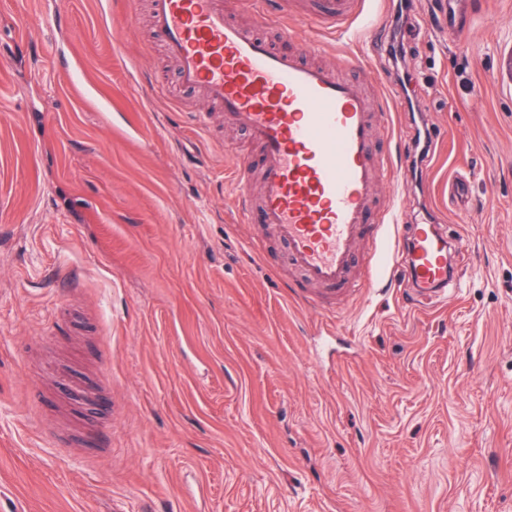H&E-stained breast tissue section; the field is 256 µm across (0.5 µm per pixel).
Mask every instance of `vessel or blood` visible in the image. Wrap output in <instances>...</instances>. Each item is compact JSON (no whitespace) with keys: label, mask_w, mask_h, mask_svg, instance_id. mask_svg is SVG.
Returning <instances> with one entry per match:
<instances>
[{"label":"vessel or blood","mask_w":512,"mask_h":512,"mask_svg":"<svg viewBox=\"0 0 512 512\" xmlns=\"http://www.w3.org/2000/svg\"><path fill=\"white\" fill-rule=\"evenodd\" d=\"M153 23L178 62V79L201 90L225 121L247 130L263 152L262 195L252 204L243 188L247 169L234 175L245 216H257L287 242L291 263L323 296L351 281L363 237H392L394 253L414 284L415 304L435 301L458 287L448 273V246L468 251L463 236L448 238L435 224L414 225L400 239L389 215L369 221L375 164L370 153V106L351 80L313 64L304 52L270 47L235 23L224 0H152ZM280 20L314 18L327 28L350 24L364 0H279Z\"/></svg>","instance_id":"1"}]
</instances>
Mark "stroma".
<instances>
[{"instance_id":"35a3bbf8","label":"stroma","mask_w":512,"mask_h":512,"mask_svg":"<svg viewBox=\"0 0 512 512\" xmlns=\"http://www.w3.org/2000/svg\"><path fill=\"white\" fill-rule=\"evenodd\" d=\"M57 2L65 43L0 0V512H512V0H413L418 178L398 0L294 21L372 100L373 211L470 242L442 302L399 271L329 311L236 220L260 148L180 85L150 0Z\"/></svg>"}]
</instances>
